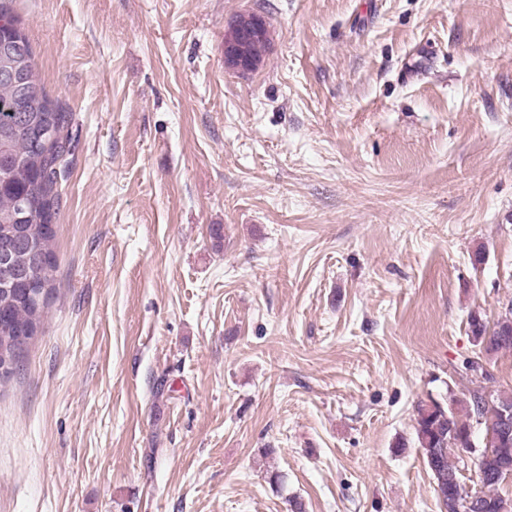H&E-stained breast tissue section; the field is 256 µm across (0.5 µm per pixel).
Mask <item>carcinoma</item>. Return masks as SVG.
<instances>
[{"label":"carcinoma","instance_id":"1","mask_svg":"<svg viewBox=\"0 0 512 512\" xmlns=\"http://www.w3.org/2000/svg\"><path fill=\"white\" fill-rule=\"evenodd\" d=\"M13 0H0V257L13 259L0 266V375L18 365L36 336L44 310L53 294L52 249L54 231L44 230L56 214L54 188L59 174L53 170L62 145H45L44 128L69 130L71 113L51 100L36 70L31 44L16 19ZM269 39L255 37L246 52L259 63ZM472 341L486 343V352L497 356L512 352V305L493 326L468 323ZM483 411L477 391L462 398L428 396L418 402L414 431L434 485L441 486L448 506V476H460L458 452L462 433L476 425ZM512 462V435L493 455L481 461V496L476 512H512V499L502 494L503 459Z\"/></svg>","mask_w":512,"mask_h":512}]
</instances>
